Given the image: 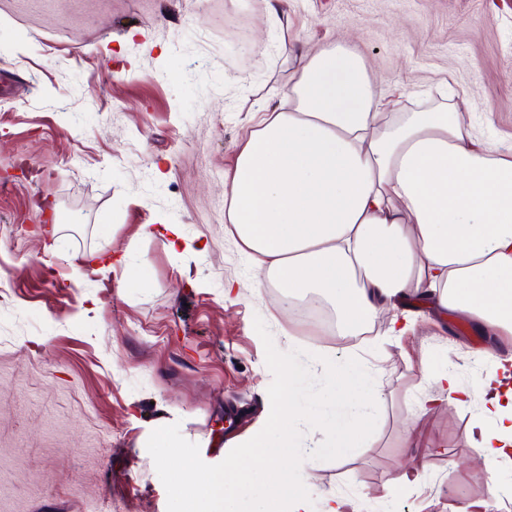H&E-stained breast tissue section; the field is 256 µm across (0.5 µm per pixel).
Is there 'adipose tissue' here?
Here are the masks:
<instances>
[{"label": "adipose tissue", "instance_id": "1", "mask_svg": "<svg viewBox=\"0 0 512 512\" xmlns=\"http://www.w3.org/2000/svg\"><path fill=\"white\" fill-rule=\"evenodd\" d=\"M345 36L304 55L287 106L271 107L224 178L227 218L257 281L331 305L348 331L408 292L512 336V149L474 137L463 113L396 111ZM482 418L488 467L512 464V355L490 346Z\"/></svg>", "mask_w": 512, "mask_h": 512}]
</instances>
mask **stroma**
Segmentation results:
<instances>
[{
    "instance_id": "1",
    "label": "stroma",
    "mask_w": 512,
    "mask_h": 512,
    "mask_svg": "<svg viewBox=\"0 0 512 512\" xmlns=\"http://www.w3.org/2000/svg\"><path fill=\"white\" fill-rule=\"evenodd\" d=\"M0 0V512H167L147 451L158 415L205 463L263 425L272 373L254 329L280 350L356 357L380 396L371 444L317 464L361 512H465L512 467L475 464L474 398L431 403L432 374L477 390L488 336L410 293L354 332L286 317L256 283L227 222L224 171L277 105L298 50L346 33L400 104L459 105L472 133L512 148V0ZM64 212V223L53 221ZM158 224H178L172 248ZM149 261L78 277L89 254ZM432 438L416 485L392 486L405 422Z\"/></svg>"
}]
</instances>
